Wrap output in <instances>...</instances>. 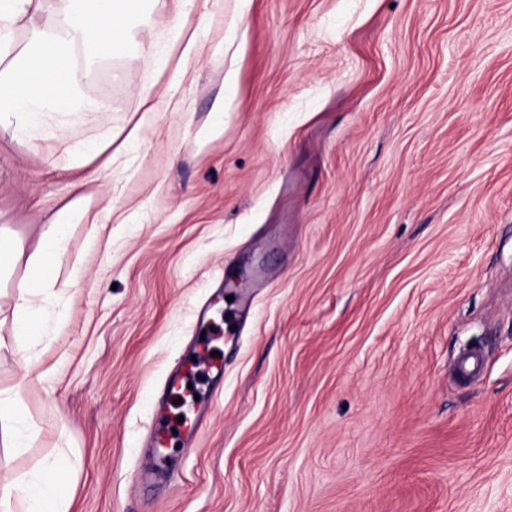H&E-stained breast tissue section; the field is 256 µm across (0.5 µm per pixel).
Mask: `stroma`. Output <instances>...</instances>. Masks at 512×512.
I'll use <instances>...</instances> for the list:
<instances>
[{
	"label": "stroma",
	"instance_id": "35a3bbf8",
	"mask_svg": "<svg viewBox=\"0 0 512 512\" xmlns=\"http://www.w3.org/2000/svg\"><path fill=\"white\" fill-rule=\"evenodd\" d=\"M174 20L199 42L179 83L144 63ZM80 95L56 136L0 132L21 251L0 317L78 194L101 213L69 227L50 273L82 278L46 335L0 329V390L32 362L36 430L1 471L66 452L70 512H512V0H146ZM67 143L100 150L65 167ZM204 325L223 335L214 411L168 477L135 481ZM471 348L481 373L457 381Z\"/></svg>",
	"mask_w": 512,
	"mask_h": 512
}]
</instances>
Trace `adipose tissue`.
<instances>
[{
	"mask_svg": "<svg viewBox=\"0 0 512 512\" xmlns=\"http://www.w3.org/2000/svg\"><path fill=\"white\" fill-rule=\"evenodd\" d=\"M42 0H0V130L39 134L50 112L78 111L83 72L74 61L82 53L86 63L103 56H122L129 48L128 26L143 7V0H70V6L48 26L31 27L27 43L16 48L14 28ZM67 252L64 225L44 231L39 252L31 260V276L23 284L26 299L13 319L17 336L43 335L51 306L53 279L44 267L60 263ZM31 380L22 376L0 391V442L6 447H28L34 424L26 412L24 394ZM73 469L63 455L46 457L29 475L0 479V512H69L65 483Z\"/></svg>",
	"mask_w": 512,
	"mask_h": 512,
	"instance_id": "ef3b65f1",
	"label": "adipose tissue"
}]
</instances>
